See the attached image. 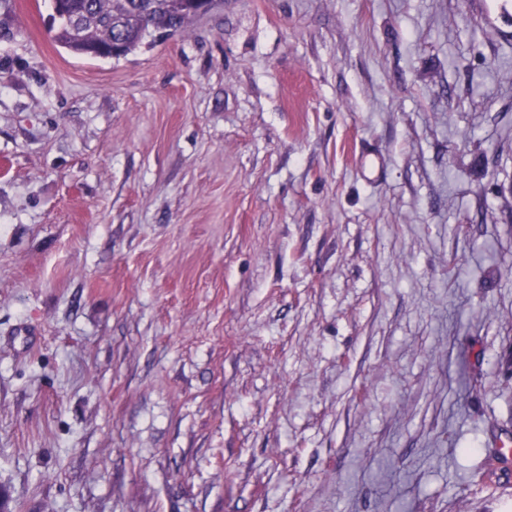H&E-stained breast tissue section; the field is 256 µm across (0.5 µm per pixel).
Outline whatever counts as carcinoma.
I'll use <instances>...</instances> for the list:
<instances>
[{"label": "carcinoma", "mask_w": 512, "mask_h": 512, "mask_svg": "<svg viewBox=\"0 0 512 512\" xmlns=\"http://www.w3.org/2000/svg\"><path fill=\"white\" fill-rule=\"evenodd\" d=\"M62 6L53 38L76 56L90 57L119 43L125 57L160 37L187 33L196 20L191 0H62ZM497 455V450L486 454L479 481L493 479Z\"/></svg>", "instance_id": "obj_1"}]
</instances>
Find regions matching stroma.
I'll return each instance as SVG.
<instances>
[{
	"label": "stroma",
	"mask_w": 512,
	"mask_h": 512,
	"mask_svg": "<svg viewBox=\"0 0 512 512\" xmlns=\"http://www.w3.org/2000/svg\"><path fill=\"white\" fill-rule=\"evenodd\" d=\"M52 13L0 0L8 512H512V0H222L118 60Z\"/></svg>",
	"instance_id": "stroma-1"
}]
</instances>
